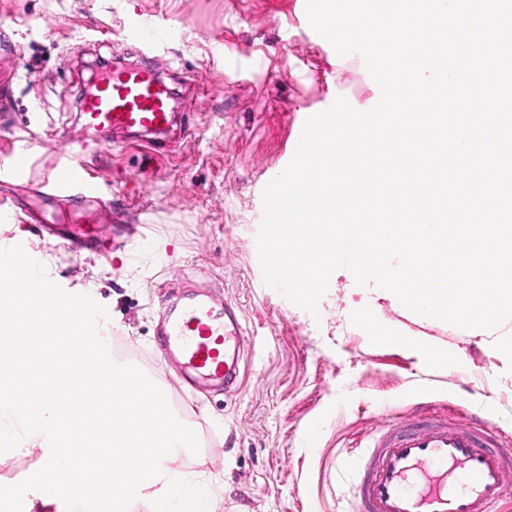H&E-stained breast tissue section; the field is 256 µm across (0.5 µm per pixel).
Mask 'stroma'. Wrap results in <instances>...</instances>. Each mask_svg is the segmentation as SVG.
I'll return each mask as SVG.
<instances>
[{"mask_svg": "<svg viewBox=\"0 0 512 512\" xmlns=\"http://www.w3.org/2000/svg\"><path fill=\"white\" fill-rule=\"evenodd\" d=\"M141 13L178 29L152 59L157 73L198 91L167 155L115 150L82 116L86 61L142 63L123 37ZM373 85L361 55L337 63L300 0H0V89L9 90L0 147H29L27 182L0 186V238L37 250L51 280L106 307L99 332L113 360L148 375L199 437L198 454L178 453L167 467L223 482L216 512H346L351 480L339 450L423 400L452 417L470 408L512 437V354L498 347L511 321L494 337L411 316L345 268L312 314L263 280L262 192L292 160L296 126L340 96L365 105ZM68 144L84 146L86 163L111 182L112 214L133 231L127 248L77 253L29 219L38 206L63 223L35 189ZM194 286L224 300L245 339L226 391L176 389L179 373L157 346L168 306ZM349 304L391 340L369 338L343 315ZM399 336L438 343L447 364L428 369Z\"/></svg>", "mask_w": 512, "mask_h": 512, "instance_id": "35a3bbf8", "label": "stroma"}]
</instances>
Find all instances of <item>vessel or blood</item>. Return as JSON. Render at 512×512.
Segmentation results:
<instances>
[{"label": "vessel or blood", "mask_w": 512, "mask_h": 512, "mask_svg": "<svg viewBox=\"0 0 512 512\" xmlns=\"http://www.w3.org/2000/svg\"><path fill=\"white\" fill-rule=\"evenodd\" d=\"M171 25L143 23L129 29V39L145 48L164 44ZM176 92L149 64L112 70L95 78L84 99L86 124L109 135L175 151ZM24 149L0 156V181L26 177ZM40 187L44 195L68 201L75 212L101 202L102 182L80 158L77 147L61 156ZM49 234L74 247L91 242L95 231L83 224L47 225ZM237 330L228 328L224 310L205 298H188L167 321L159 338L162 355L175 356L185 383L233 382L235 365L224 359ZM486 419L468 414L449 420L429 403L386 420L367 444L350 448L355 497L351 512H495L512 488V446Z\"/></svg>", "instance_id": "vessel-or-blood-1"}]
</instances>
